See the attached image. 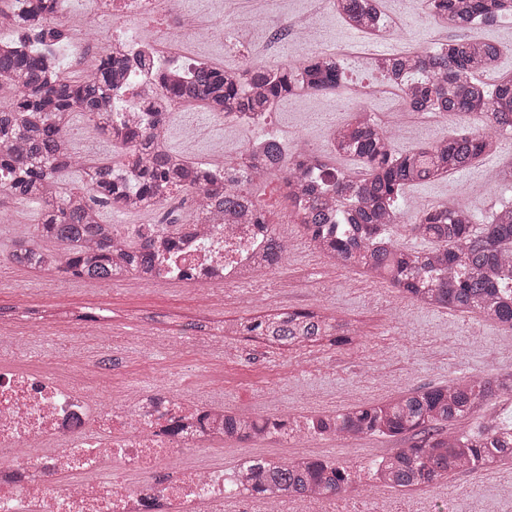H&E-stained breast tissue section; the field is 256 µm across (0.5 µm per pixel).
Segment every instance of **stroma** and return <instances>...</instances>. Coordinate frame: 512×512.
I'll return each instance as SVG.
<instances>
[{"label":"stroma","mask_w":512,"mask_h":512,"mask_svg":"<svg viewBox=\"0 0 512 512\" xmlns=\"http://www.w3.org/2000/svg\"><path fill=\"white\" fill-rule=\"evenodd\" d=\"M381 9L394 31L392 39L381 41L352 30L328 8L316 19L313 40L278 39L269 32L267 50L281 62L325 47L347 58L364 51L378 56L431 47L452 34L451 28L427 14L422 0H381ZM468 35L501 49L497 72L487 76V83H495L500 74L512 75V24L500 19L476 26ZM370 109L378 121L399 124L396 147L402 152L477 128L465 117L444 119L407 111L393 89L374 98ZM271 118L289 139L323 152L330 127L344 124L348 115L337 111L335 94L327 93L283 99ZM195 120L202 142L187 145L178 117L172 114L165 126L164 146L220 169L248 141L247 129L214 118L206 108H198ZM509 163L512 139L504 138L496 152L473 166L407 188L403 207L460 201L477 223H485L492 211L512 202V186L499 180ZM248 191L280 234L297 237L295 225L288 222V204L278 179L249 186ZM10 210L16 223L0 224V323L25 325L29 357L38 364L49 363L75 344L93 357L89 374L104 367L113 378L140 389L161 382L179 395L271 419L333 413L354 400L376 402L395 392L444 385L468 374L512 372V356L507 353L512 332L492 318L421 306L389 284L366 280L353 268L326 271L318 255L304 245L292 249L286 261L255 284L219 288L212 282L173 279L146 286L118 278L93 291L83 279L11 264L8 254L13 242L33 231L39 206L17 202ZM97 210L103 223L128 230L137 224H166L192 212L190 198L183 192L147 213H127L108 204L98 205ZM323 309L359 325L361 336L347 345L327 343L305 353H287L243 337L228 343L209 335L210 326L227 321L277 310ZM98 312L111 318L113 332L125 336V343L107 348L94 336L89 317ZM142 332L152 335V343H131V336ZM407 444L404 437L369 435L352 442H323L317 456L355 467ZM384 496L401 512H475L481 501L486 512H512V463L479 474L458 473L430 489H389Z\"/></svg>","instance_id":"obj_1"}]
</instances>
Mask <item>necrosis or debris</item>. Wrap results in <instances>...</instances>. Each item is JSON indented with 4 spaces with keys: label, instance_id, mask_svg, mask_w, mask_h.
Returning a JSON list of instances; mask_svg holds the SVG:
<instances>
[{
    "label": "necrosis or debris",
    "instance_id": "necrosis-or-debris-1",
    "mask_svg": "<svg viewBox=\"0 0 512 512\" xmlns=\"http://www.w3.org/2000/svg\"><path fill=\"white\" fill-rule=\"evenodd\" d=\"M51 23L67 29L54 54L62 72L84 69L103 18L114 20L106 47L144 51L161 67H201L190 44L221 34L234 48L244 28L300 32L306 25L264 10L241 23L201 19L185 0H62ZM167 275L195 267L224 285L254 281L264 270L267 237L247 217L197 225ZM23 334L0 338V512H222L224 469L188 464L185 452L224 445V412L178 397L165 385L114 396L108 387L76 386L79 360L29 366Z\"/></svg>",
    "mask_w": 512,
    "mask_h": 512
}]
</instances>
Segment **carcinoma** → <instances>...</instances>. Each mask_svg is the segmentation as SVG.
<instances>
[{
    "instance_id": "cac0c4a2",
    "label": "carcinoma",
    "mask_w": 512,
    "mask_h": 512,
    "mask_svg": "<svg viewBox=\"0 0 512 512\" xmlns=\"http://www.w3.org/2000/svg\"><path fill=\"white\" fill-rule=\"evenodd\" d=\"M24 3L26 8L16 15L21 34L0 47V93H9V103H0V210L12 202L35 201L41 216L34 236L24 245L15 244L11 261L88 280L106 282L126 274L141 279L160 264L162 253L180 249L199 216L164 233L153 227L137 230L118 264L114 252L119 238L113 225L99 220L94 202L122 208L133 193L144 204L159 206L174 190L191 192L200 209L216 206L228 218L242 206L249 207L268 234L266 259L279 260L288 243L254 197L242 190L278 174L285 185L288 218L321 255L387 282L423 305L461 315L482 314L512 331V204L495 210L490 223L478 228L469 210L456 203L422 206L408 217L401 207L405 188L468 168L496 151L497 138L512 136V77H498L491 89L481 80L496 70L500 47L460 35L476 25L512 17V0H424L431 17L459 34L433 47L375 59L374 69L401 93L408 111L472 116L483 132L402 153L388 129L347 101L344 107L351 115L336 128L329 152L299 150L285 166L279 144L255 145L241 152L239 180H226L223 171L165 149L159 139L170 103L202 101L227 119L261 124L277 102L302 87L313 94L339 92L344 74L340 59L316 51L298 68L254 62L236 69L210 65L171 82L152 58L106 49L92 73L70 80L45 52L46 46L64 38L48 21L56 0ZM336 11L348 26L371 35L387 26L380 0H336ZM132 68L153 76L160 92L140 118L119 128L112 125L110 104L127 89L119 81L120 72ZM76 115L114 142L116 163L89 161L80 166L69 137ZM338 157L353 158L364 172L336 167L332 161ZM73 168L78 169L81 186L63 192L59 179ZM398 224L408 236L431 247L400 243L394 231ZM37 238L58 248L44 249ZM338 323L333 315L294 311L250 318L239 326L288 350L327 337L338 343L351 340L338 334ZM511 394V372L467 376L314 417L309 429L340 441L411 435L414 442L394 449L382 473L390 488L416 490L464 469L476 473L512 460V426H486L470 436L443 431L475 417L486 402ZM277 430V423L224 412L226 435L262 440ZM239 487L271 500L336 499L350 489L346 470L317 458H257L246 465Z\"/></svg>"
}]
</instances>
